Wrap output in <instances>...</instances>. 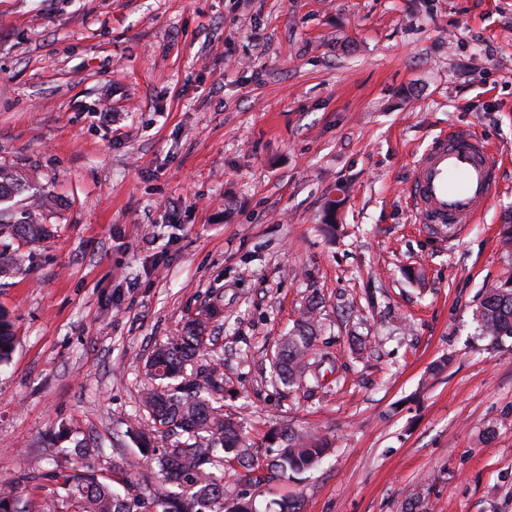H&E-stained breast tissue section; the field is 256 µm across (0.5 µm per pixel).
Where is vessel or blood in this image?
<instances>
[{"label": "vessel or blood", "mask_w": 512, "mask_h": 512, "mask_svg": "<svg viewBox=\"0 0 512 512\" xmlns=\"http://www.w3.org/2000/svg\"><path fill=\"white\" fill-rule=\"evenodd\" d=\"M498 161L487 142L469 129L439 133L416 159L411 205L438 234L475 223L498 187Z\"/></svg>", "instance_id": "b4317fda"}]
</instances>
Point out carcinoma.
I'll return each instance as SVG.
<instances>
[{
	"label": "carcinoma",
	"mask_w": 512,
	"mask_h": 512,
	"mask_svg": "<svg viewBox=\"0 0 512 512\" xmlns=\"http://www.w3.org/2000/svg\"><path fill=\"white\" fill-rule=\"evenodd\" d=\"M34 189L31 179L0 168V281L28 272L29 256L21 251L40 243L49 233L43 224L47 200L15 208L17 196ZM222 299L202 306L187 317L181 331L155 347L144 361L151 380L141 391L138 410L148 425L127 427L136 444V457L104 473L86 469L50 476L56 491L43 512H255L243 494L228 495L226 474L240 466L247 481L259 485L269 478L310 470L329 448L318 434L287 428L277 436L273 459L245 445L238 424L224 415V362L218 357L214 335ZM481 335L496 344L512 337V276L487 289L476 309ZM314 311L303 317L301 328L284 337L276 351L278 379L300 386L308 377L319 380L313 366L326 354L315 352ZM13 347L11 323L0 312V363ZM161 475L153 493L131 492L145 464ZM0 512H26L11 484L0 486Z\"/></svg>",
	"instance_id": "1"
}]
</instances>
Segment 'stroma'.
<instances>
[{"label":"stroma","mask_w":512,"mask_h":512,"mask_svg":"<svg viewBox=\"0 0 512 512\" xmlns=\"http://www.w3.org/2000/svg\"><path fill=\"white\" fill-rule=\"evenodd\" d=\"M463 127L500 189L447 238L408 187ZM0 166L53 198L0 282V484L28 512L53 469L132 452L144 358L218 293L225 414L262 451L286 426L331 445L229 482L257 512H512V338L475 322L512 275V0H0ZM310 308L331 361L292 390L270 356Z\"/></svg>","instance_id":"1"}]
</instances>
